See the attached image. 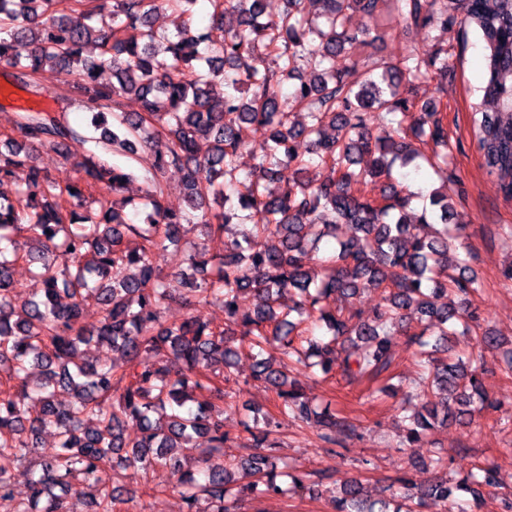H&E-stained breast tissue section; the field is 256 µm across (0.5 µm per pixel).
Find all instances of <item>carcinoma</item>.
Here are the masks:
<instances>
[{
	"mask_svg": "<svg viewBox=\"0 0 512 512\" xmlns=\"http://www.w3.org/2000/svg\"><path fill=\"white\" fill-rule=\"evenodd\" d=\"M62 2L0 0V62L35 88L48 66L74 77L87 127L98 133L90 137L86 127L20 112L13 148L0 152V183L25 172L16 196L0 198V498L11 496L22 476L31 494L20 512H70L73 481L105 485L115 462L133 478L168 469L185 512H234L244 492L261 497L303 489L306 476L275 453L281 421L313 425L328 444L355 426L329 405L311 408L288 378L289 363L324 378L339 370L365 383L373 398L395 397L391 349L399 335L418 347L419 389L435 397L423 413L406 414L407 397L393 405L406 422L403 449L420 447L438 426L470 423L501 408L472 361L448 355L451 338L468 331L456 322L476 318L470 296L482 288L461 227L448 223V194L430 193L418 214L417 195L392 178L397 162L437 166V148L447 145L440 103L403 96L426 62L407 55L382 62L378 74L359 68L402 20L448 24L436 0H285L269 19L264 0H209L212 23L230 25L219 48L193 28L197 0H164L183 21L161 49L154 47L158 0H112L109 11L95 0L65 8ZM454 5L460 23L483 42V92L493 105L489 112L481 104L475 109L476 147L482 167L512 199V0ZM354 14L372 18L373 30L351 27ZM90 44L98 49L94 56L85 54ZM342 54L351 67H336ZM300 62L309 78L282 94V79ZM106 71L110 83L101 81ZM217 80L224 83L222 97L209 92ZM243 85L251 97L239 96ZM128 96L141 111H122ZM298 107L306 110L305 121L288 123ZM409 112L417 116L406 126ZM375 113L381 135L369 127ZM256 135L261 154L243 177L239 157ZM38 146L86 150L80 182L62 185L32 164L30 149ZM117 151L128 166L110 163ZM363 157L369 165L359 169ZM280 165L294 168L296 177L274 186ZM313 166L327 169V178H305ZM172 169L184 172L187 208L179 212L166 205ZM138 172L153 186L142 203L124 195ZM369 179L384 181L375 198L363 190ZM233 222L251 229L225 239L219 254L190 250V273H163L164 253L179 244L184 225L220 236ZM341 224L358 235L339 239ZM21 233L29 246L9 249ZM275 236L279 245H268ZM326 237L337 246L317 271L309 262ZM19 263L40 282V295L19 290ZM371 288L384 290L387 305L368 319L332 306ZM247 291L258 302L250 313L239 306ZM89 300L101 310L93 327L81 322ZM177 301L193 312L164 319ZM210 305L224 309V326L202 318L200 308ZM237 340L252 352V380L275 393L278 413L265 416L256 432L251 425L258 420L244 422L252 442L240 444L247 453L239 455L224 453V405L237 397ZM93 342L112 347L122 363L85 362L81 346ZM437 352L447 357H434ZM61 388L68 391L66 404L59 401ZM130 423L140 428L134 439L125 435ZM47 428L54 429L56 446L19 470ZM422 473L399 479L405 492L393 504L369 500L356 478L325 492L334 512H419L429 500L453 509L457 493L476 507L499 488L494 463L452 487ZM125 504L115 487L92 512H122Z\"/></svg>",
	"mask_w": 512,
	"mask_h": 512,
	"instance_id": "cac0c4a2",
	"label": "carcinoma"
}]
</instances>
